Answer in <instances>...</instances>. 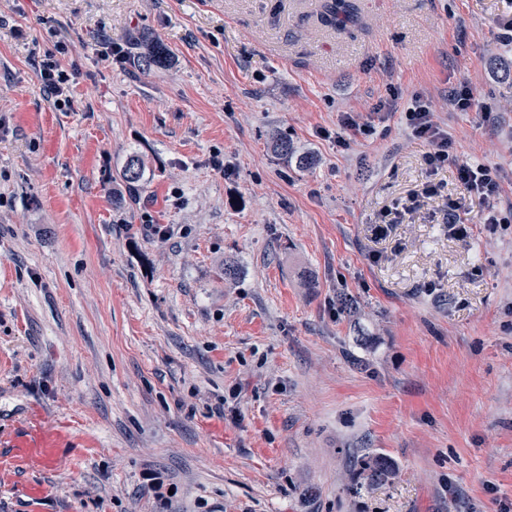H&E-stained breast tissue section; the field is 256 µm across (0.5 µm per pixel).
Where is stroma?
<instances>
[{"label": "stroma", "instance_id": "obj_1", "mask_svg": "<svg viewBox=\"0 0 512 512\" xmlns=\"http://www.w3.org/2000/svg\"><path fill=\"white\" fill-rule=\"evenodd\" d=\"M356 4L0 0V512H512V231L449 233L404 116L512 211V0ZM321 7L324 23L335 27L337 31L344 29L356 19V8L348 0H325ZM141 48H143V52H140V60L143 69L151 70L155 67H165L168 64L170 54L161 40L157 38L148 40ZM39 76L44 90L54 98L57 105L69 103L67 95L70 85V75L62 70L59 65L50 57L41 60L38 64ZM375 132V127L370 122L360 124L350 113H345L340 120L339 131H336V141L341 145H345L351 136L360 134L370 137Z\"/></svg>", "mask_w": 512, "mask_h": 512}]
</instances>
